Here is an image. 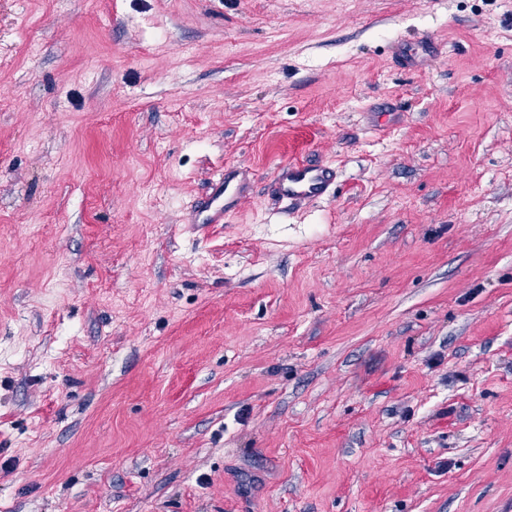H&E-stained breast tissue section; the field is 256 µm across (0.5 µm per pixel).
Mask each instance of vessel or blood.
I'll return each mask as SVG.
<instances>
[{
    "label": "vessel or blood",
    "instance_id": "1",
    "mask_svg": "<svg viewBox=\"0 0 512 512\" xmlns=\"http://www.w3.org/2000/svg\"><path fill=\"white\" fill-rule=\"evenodd\" d=\"M334 169L298 162L279 165L275 171L274 187L279 197L291 202L320 199L328 195L336 182ZM250 187L235 167L225 168L214 180L208 192L198 199L190 210V220L195 224H220L233 213Z\"/></svg>",
    "mask_w": 512,
    "mask_h": 512
}]
</instances>
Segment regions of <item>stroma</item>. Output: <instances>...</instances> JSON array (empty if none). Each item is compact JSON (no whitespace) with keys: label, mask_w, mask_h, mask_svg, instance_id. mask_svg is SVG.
I'll list each match as a JSON object with an SVG mask.
<instances>
[{"label":"stroma","mask_w":512,"mask_h":512,"mask_svg":"<svg viewBox=\"0 0 512 512\" xmlns=\"http://www.w3.org/2000/svg\"><path fill=\"white\" fill-rule=\"evenodd\" d=\"M0 512H512V0H0ZM336 179L332 168L292 162L276 168L274 187L279 197L298 203L328 195ZM243 168L227 167L214 180L208 192L191 205V224H221L233 213L241 200L249 194V184L243 177Z\"/></svg>","instance_id":"obj_1"}]
</instances>
